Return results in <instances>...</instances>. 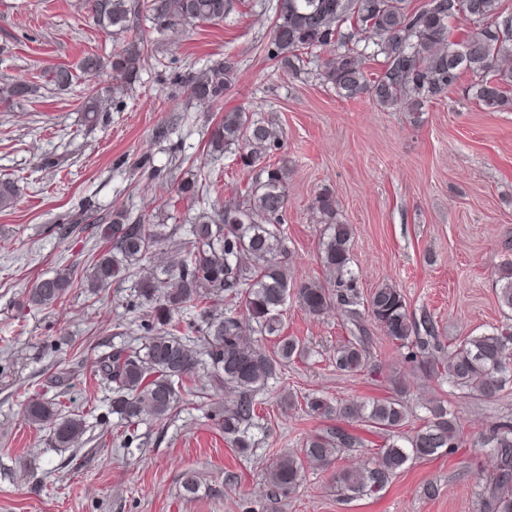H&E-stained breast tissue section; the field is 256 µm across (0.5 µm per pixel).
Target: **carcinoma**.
Here are the masks:
<instances>
[{"label":"carcinoma","instance_id":"obj_1","mask_svg":"<svg viewBox=\"0 0 512 512\" xmlns=\"http://www.w3.org/2000/svg\"><path fill=\"white\" fill-rule=\"evenodd\" d=\"M94 22L115 34L133 30L134 18L146 14L161 37L176 39L189 26L224 19L230 0H88ZM464 18L468 27L456 33L452 22ZM512 13L500 0H426L419 9L407 0H278L267 55L288 69H296L303 56L329 49L317 71L322 84L345 99L366 96L382 111L407 112L413 116L426 103L441 101L463 73L472 75L465 92L485 108L512 110ZM384 56L383 71L368 77L363 66L367 49ZM149 57L143 39L132 36L124 48L102 59L84 56L78 71L60 67L51 72V82L60 90L69 88L82 73L88 78L108 75V95L85 96L83 112L88 121L105 111L109 96L131 88L140 80ZM231 59L199 74L181 78L190 98L214 104L237 81ZM32 85L17 77L0 85V103L27 97ZM282 132L272 120L250 108L224 113L210 144L214 152L233 151L237 165L251 173L244 191L211 211L195 182L186 180L177 188L181 199L199 212L190 222L189 249L147 279L132 283L137 300L147 306L150 333L142 348L120 345L94 359V375L112 391V413L125 424L146 418L162 422L176 409L180 388L194 378L203 364L211 369L209 391L226 390L224 406L218 408L224 437L238 452L254 447L247 426L257 417L253 395L277 378L281 367L306 356L303 343L284 336L280 312L292 297L305 312L322 317L332 308L350 319L361 318L358 306L394 345L407 350L414 369L430 380H446L452 386L475 392L485 399L497 397L512 381V323L505 321L488 333L468 336L441 347L433 321L416 323L399 288L383 283L366 297L357 288L351 268L353 228L342 221L335 192L323 188L314 199V209L325 225L319 258L331 275L330 285L302 282L294 285L284 271L288 255L281 217L286 209L288 169L263 164V159L281 149ZM17 198L11 180H0V209L10 208ZM102 249L90 261L84 287L98 294L135 276L134 266L148 258L164 242L162 224L129 222L124 211L112 214V223L93 225ZM73 267H61L49 278L37 279L25 292V304L46 309L62 300L74 286ZM497 298L512 311V262L498 269ZM224 304V311L205 310L187 323L198 334L186 338L175 315L186 306L201 302ZM275 338L269 352L248 341L252 334ZM336 369L345 374L377 372L367 356L362 337L354 336L336 346ZM286 406L303 407L314 418H336L337 424L313 432L297 450H286L269 464L265 481L272 512L278 500L296 493L309 467L328 469L338 457L355 448H365L363 438L351 427L362 423L386 437L379 448H366L368 457L355 469L335 473L338 496L352 501L383 492L409 460H431L444 451L463 447L461 418L439 399L424 404L428 417L410 436L402 429L409 418L407 407L387 398L370 404L332 400L308 393L283 397ZM33 426L49 431L57 448H76L87 431L83 417L62 412L54 399H35L24 410ZM477 444L490 448L496 460L494 492L485 502L488 512H512V422L499 421Z\"/></svg>","mask_w":512,"mask_h":512}]
</instances>
